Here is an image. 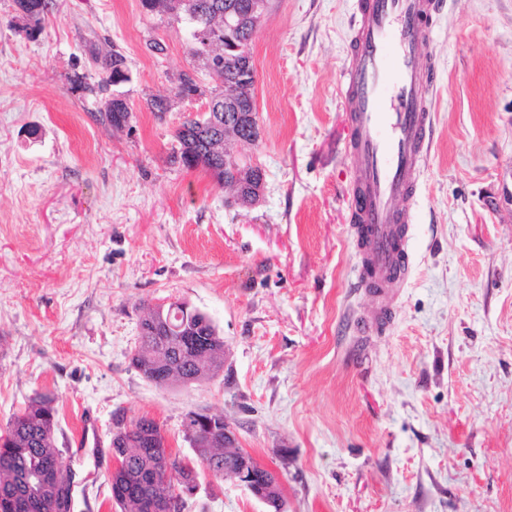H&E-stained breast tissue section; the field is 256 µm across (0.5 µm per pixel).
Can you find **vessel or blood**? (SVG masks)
<instances>
[{"instance_id":"1","label":"vessel or blood","mask_w":512,"mask_h":512,"mask_svg":"<svg viewBox=\"0 0 512 512\" xmlns=\"http://www.w3.org/2000/svg\"><path fill=\"white\" fill-rule=\"evenodd\" d=\"M439 0H357L339 96L358 166L352 187L351 234L356 285L374 294L379 328L403 288L410 230L429 152L430 37Z\"/></svg>"}]
</instances>
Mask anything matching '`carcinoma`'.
I'll list each match as a JSON object with an SVG mask.
<instances>
[{
  "instance_id": "obj_1",
  "label": "carcinoma",
  "mask_w": 512,
  "mask_h": 512,
  "mask_svg": "<svg viewBox=\"0 0 512 512\" xmlns=\"http://www.w3.org/2000/svg\"><path fill=\"white\" fill-rule=\"evenodd\" d=\"M224 2L226 0H196L191 14L168 17L170 25H188V53L213 80V90L220 95L237 83L243 71L211 63L206 40L221 42L237 61L244 63L246 70L255 71L250 60L256 28L224 26L223 19L211 14L214 5ZM14 3L36 27L54 6V0H14ZM90 56L100 79L96 85L87 84L83 89L105 97V107L96 113V121L118 129L130 122L132 113L125 100L113 97L110 88L130 81L127 58L115 49L102 53L93 48ZM175 137L180 148L172 155V162L187 170L224 167V158L208 157L207 145L224 137V116L214 109L195 118H185ZM159 347L166 349L170 359L187 373L206 361L214 364V370L202 372V378H212L224 369V337L209 315L197 308L187 315L177 307L169 313L166 322L157 325L140 322L137 349L148 355ZM56 432L57 409L54 398L48 394L34 396L6 422V437L0 444V512H74L72 474L64 471L48 476L54 465L66 468L71 464L68 449L57 445ZM213 438L212 447L194 448L190 457L165 455L146 443L140 445L138 451L123 459L109 475L112 500L119 512H184L185 502L174 501L169 487L154 482V474L158 468L166 466L179 481L198 477L201 466L215 477H224V456H236L241 448L224 446L222 432Z\"/></svg>"
}]
</instances>
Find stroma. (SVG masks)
Wrapping results in <instances>:
<instances>
[{
  "label": "stroma",
  "mask_w": 512,
  "mask_h": 512,
  "mask_svg": "<svg viewBox=\"0 0 512 512\" xmlns=\"http://www.w3.org/2000/svg\"><path fill=\"white\" fill-rule=\"evenodd\" d=\"M443 2L414 260L389 326L364 336L376 303L354 286L338 99L356 0H271L250 209L169 162L213 87L201 71L199 94L175 98L194 67L183 30L140 0H55L34 30L0 0V427L54 397L74 512H115V414L154 419L186 454L192 411L224 415L287 512H512V0ZM93 44L127 58L124 129L93 118ZM171 301L218 327L217 377L165 388L132 366L143 304ZM199 481L185 512H266L235 479Z\"/></svg>",
  "instance_id": "35a3bbf8"
}]
</instances>
